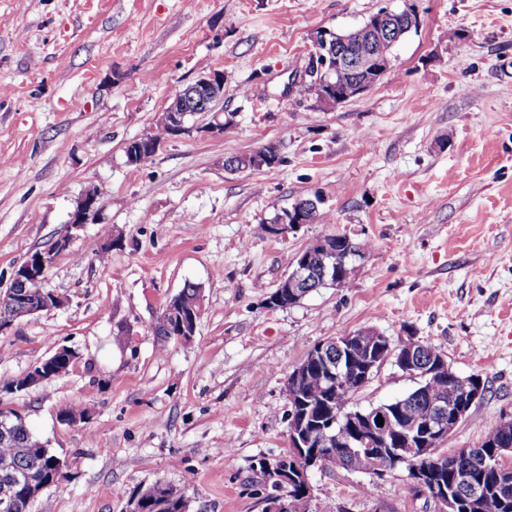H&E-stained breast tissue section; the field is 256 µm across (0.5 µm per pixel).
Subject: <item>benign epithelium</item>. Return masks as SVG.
Wrapping results in <instances>:
<instances>
[{
    "mask_svg": "<svg viewBox=\"0 0 512 512\" xmlns=\"http://www.w3.org/2000/svg\"><path fill=\"white\" fill-rule=\"evenodd\" d=\"M419 24V16L413 10L395 12L381 9L372 14L357 29L355 39L342 38L331 31H320L314 39L311 68L308 76L318 102L326 106L338 105L354 98L381 80L393 65V58L374 52L378 41L392 46L402 35ZM351 69L357 74L346 90H340L334 81L337 71ZM224 100V72L211 70L200 75L186 89L176 94L165 108L160 123L166 125L170 136H178L187 131L189 117L199 112H213ZM247 166L238 164V158L226 160L224 170L242 172L244 169L260 171L277 161V153L255 150L247 155ZM320 203L319 197L297 200L278 218L277 223L266 225L267 232L285 235L303 224L313 221ZM99 194L89 191L80 201L72 215L71 224L79 226L87 223L89 216L98 210ZM339 239L321 237L300 252L291 264V269L278 284L277 295L267 300L270 308H284L299 303L317 288H340L347 283L356 269L355 261L363 259L359 254H342L338 247ZM49 268L48 253L30 255L13 272L11 287L0 294V331L13 325L15 305L23 303L28 316L35 315L51 307L47 294H40V302H26L23 289L40 286ZM166 312L178 318L177 338L193 336L198 319L182 316L179 297H174L166 306ZM362 361L358 383L353 386L356 392L366 386L369 380L386 363L391 362L403 374L421 385L419 393L431 395L429 385H442L448 376L454 375L447 359L440 353L423 355L420 342L412 338L394 344L391 338L373 328L357 331L322 341L314 346L305 358L294 367L287 380L289 402V455L261 461L256 472L262 481L277 489L274 512H305L307 503L314 497L310 473L314 469L331 466H344L353 455L365 458L364 471L381 478L388 472L430 454H443L441 443L448 438L459 421L484 395L483 378L477 374L468 376L461 385L448 389V398L431 402L435 415L426 420H400L401 409L371 407L366 410H338L325 425L317 430L307 429V414L294 404L298 385L308 375L309 368L317 364L331 385L346 383L351 369V359ZM382 417L384 424L377 423ZM427 469H412L411 482L425 491L436 503L438 512H458L466 507L478 512L480 491L469 486L467 477L459 478L458 490L437 486L427 478ZM49 486L46 481L3 467L0 474V512H15L16 493L30 503L36 501L42 491ZM298 488V493H288V488Z\"/></svg>",
    "mask_w": 512,
    "mask_h": 512,
    "instance_id": "1",
    "label": "benign epithelium"
}]
</instances>
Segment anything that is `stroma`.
Masks as SVG:
<instances>
[{"instance_id":"35a3bbf8","label":"stroma","mask_w":512,"mask_h":512,"mask_svg":"<svg viewBox=\"0 0 512 512\" xmlns=\"http://www.w3.org/2000/svg\"><path fill=\"white\" fill-rule=\"evenodd\" d=\"M383 8L420 18L392 69L334 107L299 96L317 32ZM212 69L232 116L223 133L196 114L128 166L127 143L155 134L176 92ZM269 144L274 167L225 171V157ZM92 190L97 215L72 226ZM314 195L313 223L267 233ZM328 234L368 245L348 286L268 308L296 254ZM49 249L43 286L65 305L0 332V408L70 466L33 512H125L157 481L189 512H272L252 464L288 449V375L361 328L481 374L483 398L443 443L480 446L512 417V0H0V289ZM188 283L203 293L193 341L157 336ZM63 346L77 353L67 374L14 391ZM415 385L389 363L349 405ZM68 408L83 420L62 421ZM369 481L314 470L307 512H436L405 469L357 493Z\"/></svg>"}]
</instances>
